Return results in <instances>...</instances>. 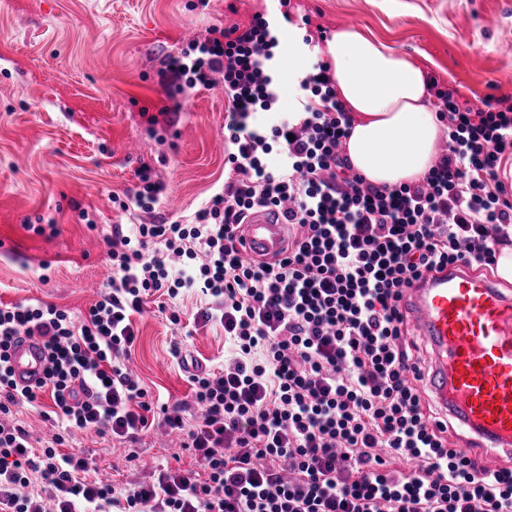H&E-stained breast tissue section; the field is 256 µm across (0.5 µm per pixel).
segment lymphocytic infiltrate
<instances>
[{"instance_id": "obj_1", "label": "lymphocytic infiltrate", "mask_w": 512, "mask_h": 512, "mask_svg": "<svg viewBox=\"0 0 512 512\" xmlns=\"http://www.w3.org/2000/svg\"><path fill=\"white\" fill-rule=\"evenodd\" d=\"M277 45L259 13L162 63L168 87L224 85L228 176L194 222L114 227L112 272L82 320L36 299L0 305V512H512V462L491 471L452 446L402 308L422 276L494 269L512 239V188L500 178L512 97L475 106L430 80L446 146L418 181L378 186L344 152L353 119L328 64L301 82L313 96L303 117L281 112L265 72ZM263 112L274 122L258 124ZM257 208L296 228L273 262L235 245ZM186 288L209 297L200 318L233 348L190 374L200 413L189 419L154 402L125 363L134 315ZM20 336L47 353L33 388L12 379ZM45 393L64 430L36 452L15 414ZM151 414L182 434L205 480L167 470L119 493L86 479V449H62L66 433L92 432L136 459Z\"/></svg>"}]
</instances>
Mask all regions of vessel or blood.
I'll return each mask as SVG.
<instances>
[{
    "label": "vessel or blood",
    "mask_w": 512,
    "mask_h": 512,
    "mask_svg": "<svg viewBox=\"0 0 512 512\" xmlns=\"http://www.w3.org/2000/svg\"><path fill=\"white\" fill-rule=\"evenodd\" d=\"M289 227L277 212L258 209L236 231L246 254L272 262L288 249ZM407 320L429 348L424 383L438 415L479 448L512 455V294L495 280L457 265L423 276L403 299ZM21 386L43 377L45 351L33 338L10 349Z\"/></svg>",
    "instance_id": "b4317fda"
}]
</instances>
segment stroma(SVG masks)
<instances>
[{"label":"stroma","mask_w":512,"mask_h":512,"mask_svg":"<svg viewBox=\"0 0 512 512\" xmlns=\"http://www.w3.org/2000/svg\"><path fill=\"white\" fill-rule=\"evenodd\" d=\"M508 0H290L309 35L359 26L414 56L429 78L463 99L512 95ZM278 0H0V304L39 299L81 315L108 274L116 224L188 222L224 181V85L184 93L161 85L167 56L209 28L246 25ZM148 166L165 191L155 211H122ZM44 232H34V225ZM151 296L135 316L129 364L152 397L191 401L181 363L221 364L231 347L217 325L196 326L205 301L187 290L171 323ZM139 456L111 437L79 434L95 450V477L123 488L166 466L197 470L158 423L139 434Z\"/></svg>","instance_id":"1"}]
</instances>
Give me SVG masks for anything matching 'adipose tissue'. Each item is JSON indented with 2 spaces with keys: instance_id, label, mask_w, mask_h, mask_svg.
<instances>
[{
  "instance_id": "obj_1",
  "label": "adipose tissue",
  "mask_w": 512,
  "mask_h": 512,
  "mask_svg": "<svg viewBox=\"0 0 512 512\" xmlns=\"http://www.w3.org/2000/svg\"><path fill=\"white\" fill-rule=\"evenodd\" d=\"M277 92L298 108L300 83L315 54L301 31H292ZM325 53L337 99L353 118L345 153L354 169L376 185L423 176L438 152L443 128L430 104L423 65L356 26L332 34Z\"/></svg>"
}]
</instances>
